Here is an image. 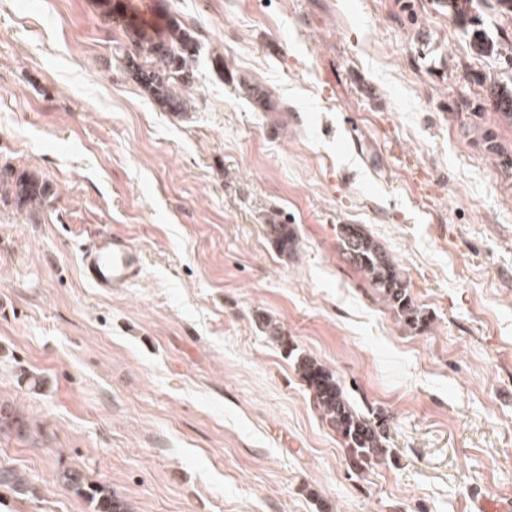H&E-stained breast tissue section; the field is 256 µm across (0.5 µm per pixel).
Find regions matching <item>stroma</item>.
<instances>
[{"instance_id": "obj_1", "label": "stroma", "mask_w": 512, "mask_h": 512, "mask_svg": "<svg viewBox=\"0 0 512 512\" xmlns=\"http://www.w3.org/2000/svg\"><path fill=\"white\" fill-rule=\"evenodd\" d=\"M124 3L195 31L186 112L127 73L99 0H0V166L52 187L42 208L0 204V405L27 421L0 433V464L36 487H0V512H90L62 469L133 512L512 501V126L488 97L512 58L468 36L512 42V19L497 0L471 25L437 0ZM343 224L394 256L428 330L347 263ZM102 232L144 256L109 295L79 268ZM265 320L386 415L384 458L351 471ZM267 234L276 242L282 255L292 253L297 246L296 237L288 224H275L271 222L266 226Z\"/></svg>"}]
</instances>
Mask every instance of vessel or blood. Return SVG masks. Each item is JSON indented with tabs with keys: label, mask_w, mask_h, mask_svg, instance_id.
I'll list each match as a JSON object with an SVG mask.
<instances>
[{
	"label": "vessel or blood",
	"mask_w": 512,
	"mask_h": 512,
	"mask_svg": "<svg viewBox=\"0 0 512 512\" xmlns=\"http://www.w3.org/2000/svg\"><path fill=\"white\" fill-rule=\"evenodd\" d=\"M80 259L84 278L107 293L130 287L143 272L141 251L127 238L108 233L83 243Z\"/></svg>",
	"instance_id": "1"
}]
</instances>
